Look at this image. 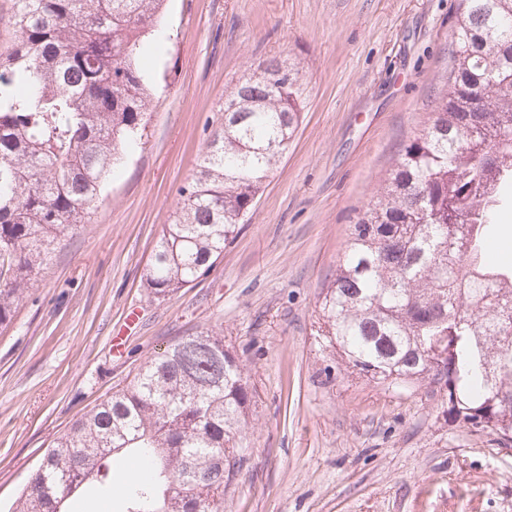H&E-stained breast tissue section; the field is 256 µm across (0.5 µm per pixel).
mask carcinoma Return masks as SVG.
<instances>
[{
    "label": "carcinoma",
    "instance_id": "cac0c4a2",
    "mask_svg": "<svg viewBox=\"0 0 512 512\" xmlns=\"http://www.w3.org/2000/svg\"><path fill=\"white\" fill-rule=\"evenodd\" d=\"M165 0H15L0 54V326L60 241L92 222L105 179L141 144V68ZM448 88L404 146L344 246L319 302L320 335L358 374L433 386L448 419L512 438V267L491 263L494 215L512 207V0H460ZM300 70L273 57L224 100V125L157 241L144 287L159 300L205 276L238 236L301 123ZM473 94L478 110L461 112ZM251 396L212 329L175 341L50 444L16 512H62L141 472L121 512H224ZM138 464L131 459H123L114 464L112 495L107 496L99 487H89L80 497L72 499L68 504L69 512H116L120 503V479L134 476L138 472Z\"/></svg>",
    "mask_w": 512,
    "mask_h": 512
}]
</instances>
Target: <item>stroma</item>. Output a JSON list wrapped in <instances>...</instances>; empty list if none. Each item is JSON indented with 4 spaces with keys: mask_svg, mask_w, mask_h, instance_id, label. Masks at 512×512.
Wrapping results in <instances>:
<instances>
[{
    "mask_svg": "<svg viewBox=\"0 0 512 512\" xmlns=\"http://www.w3.org/2000/svg\"><path fill=\"white\" fill-rule=\"evenodd\" d=\"M459 3L167 0L143 144L0 327V512L54 438L205 328L252 392L224 512H512V443L351 372L318 335L352 224L432 119ZM275 56L301 69L291 147L209 273L152 298L147 264L227 91Z\"/></svg>",
    "mask_w": 512,
    "mask_h": 512,
    "instance_id": "obj_1",
    "label": "stroma"
}]
</instances>
